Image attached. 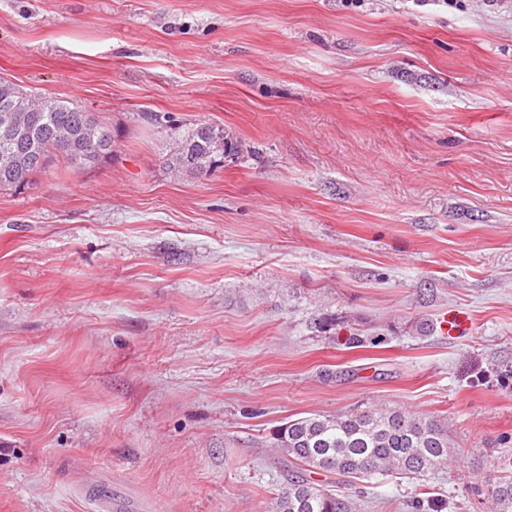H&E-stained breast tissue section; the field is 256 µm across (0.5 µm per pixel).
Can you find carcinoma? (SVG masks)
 Segmentation results:
<instances>
[{"mask_svg":"<svg viewBox=\"0 0 512 512\" xmlns=\"http://www.w3.org/2000/svg\"><path fill=\"white\" fill-rule=\"evenodd\" d=\"M145 119L173 131L175 142L162 164L177 176L209 177L242 152L222 126L183 127L152 112ZM118 141V132L85 107L35 97L0 78V190L29 184L58 158L77 169L98 166L112 158ZM272 445L283 460L273 512H361L350 495L315 485L303 472L333 473L341 484L380 476L423 479L447 463L451 439L437 419L380 409L290 420L272 432ZM488 493L496 512H512V478L499 479Z\"/></svg>","mask_w":512,"mask_h":512,"instance_id":"1","label":"carcinoma"}]
</instances>
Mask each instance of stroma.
<instances>
[{
    "mask_svg": "<svg viewBox=\"0 0 512 512\" xmlns=\"http://www.w3.org/2000/svg\"><path fill=\"white\" fill-rule=\"evenodd\" d=\"M0 77L118 131L0 190V512H269L271 431L444 421L361 512L512 476V0H0ZM177 124L243 154L162 165ZM472 328L420 336L422 317ZM377 339L350 348L349 333ZM150 123H168L175 142L163 157V167L170 173L183 178L211 176L225 161H236L241 152L237 141L224 131V127L197 123L183 127L173 123L170 116L160 113H146Z\"/></svg>",
    "mask_w": 512,
    "mask_h": 512,
    "instance_id": "1",
    "label": "stroma"
}]
</instances>
